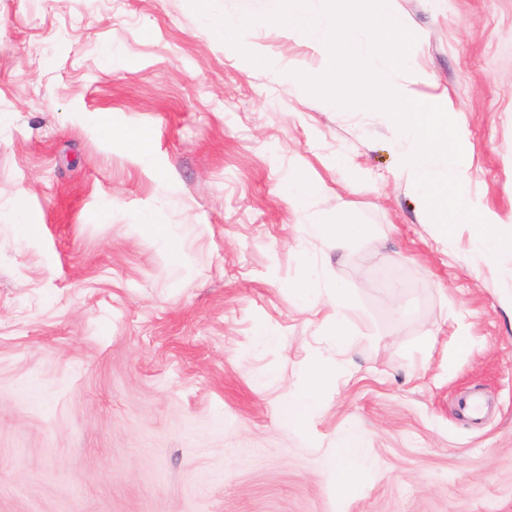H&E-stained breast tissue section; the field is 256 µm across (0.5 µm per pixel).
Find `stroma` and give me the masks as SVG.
Wrapping results in <instances>:
<instances>
[{"label": "stroma", "instance_id": "stroma-1", "mask_svg": "<svg viewBox=\"0 0 512 512\" xmlns=\"http://www.w3.org/2000/svg\"><path fill=\"white\" fill-rule=\"evenodd\" d=\"M393 7L428 75L394 81L447 99L462 189L512 229V0ZM242 40L266 65L183 0H0V512H512V251L441 236L384 113L289 81L322 67L311 37ZM296 174L322 187L304 209ZM314 360L321 405L284 427ZM470 389L497 407L479 427L454 411ZM350 432L372 463L345 491L327 458ZM122 137L134 155L145 157L152 148V138L149 132L142 128H127Z\"/></svg>", "mask_w": 512, "mask_h": 512}]
</instances>
